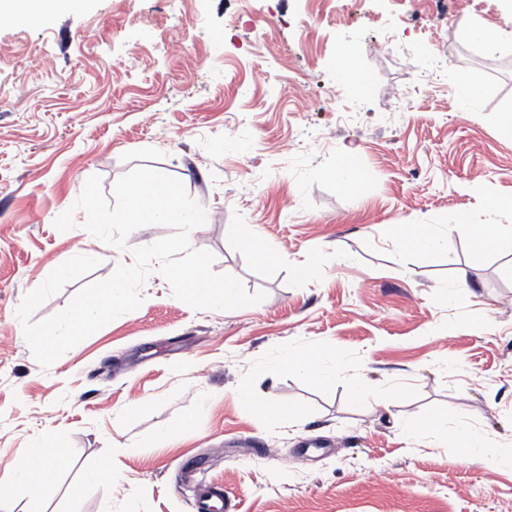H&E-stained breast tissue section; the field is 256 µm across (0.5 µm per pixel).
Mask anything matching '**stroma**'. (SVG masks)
Instances as JSON below:
<instances>
[{"mask_svg": "<svg viewBox=\"0 0 512 512\" xmlns=\"http://www.w3.org/2000/svg\"><path fill=\"white\" fill-rule=\"evenodd\" d=\"M453 19L512 38V0H85L0 20V478L40 442L62 460L12 512H195L208 489L228 512H512V253L452 232L395 257L398 224L512 225V54ZM137 166L184 184L207 214L192 248L266 297L217 314L155 272L138 309L42 367L17 310L97 247L83 212L54 221L90 176L109 196ZM171 233L132 232L88 281ZM459 34L468 37L474 42L479 43L485 50L491 53L512 54V41H506L495 36L488 28L477 23H467ZM283 361L298 372L317 379L329 380L330 373L336 370L335 365L328 366L320 358L293 359L286 354Z\"/></svg>", "mask_w": 512, "mask_h": 512, "instance_id": "obj_1", "label": "stroma"}]
</instances>
